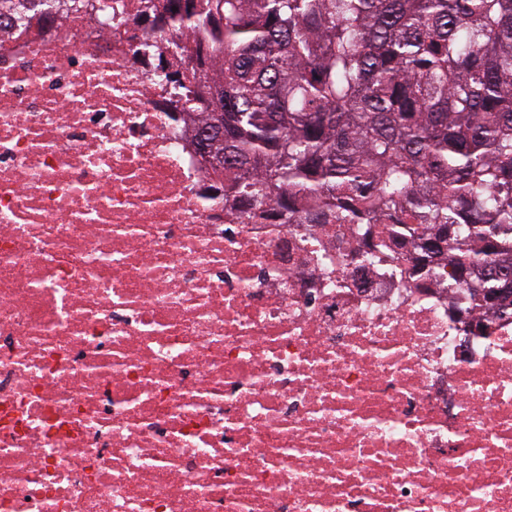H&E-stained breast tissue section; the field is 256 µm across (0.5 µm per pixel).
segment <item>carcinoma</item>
<instances>
[{"instance_id":"1","label":"carcinoma","mask_w":512,"mask_h":512,"mask_svg":"<svg viewBox=\"0 0 512 512\" xmlns=\"http://www.w3.org/2000/svg\"><path fill=\"white\" fill-rule=\"evenodd\" d=\"M163 2L193 82L165 78L201 122L224 113V195L440 256L459 293L482 271L464 299L493 307L512 277V0Z\"/></svg>"}]
</instances>
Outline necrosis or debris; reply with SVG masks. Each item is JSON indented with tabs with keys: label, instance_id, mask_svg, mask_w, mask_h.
Returning a JSON list of instances; mask_svg holds the SVG:
<instances>
[{
	"label": "necrosis or debris",
	"instance_id": "necrosis-or-debris-1",
	"mask_svg": "<svg viewBox=\"0 0 512 512\" xmlns=\"http://www.w3.org/2000/svg\"><path fill=\"white\" fill-rule=\"evenodd\" d=\"M171 35L0 28V512H512V317L225 201Z\"/></svg>",
	"mask_w": 512,
	"mask_h": 512
}]
</instances>
